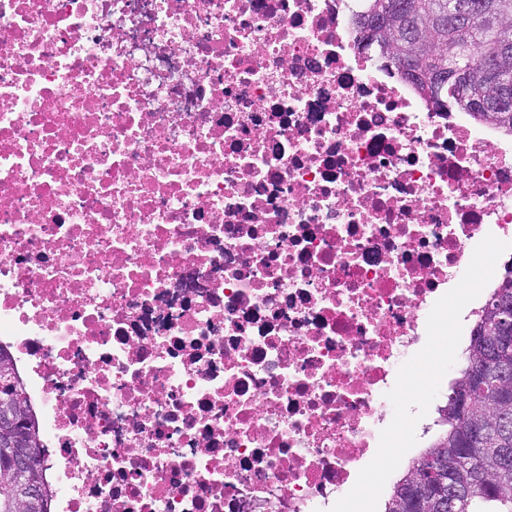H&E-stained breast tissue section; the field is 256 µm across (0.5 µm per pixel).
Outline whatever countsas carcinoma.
<instances>
[{"label":"carcinoma","instance_id":"carcinoma-1","mask_svg":"<svg viewBox=\"0 0 512 512\" xmlns=\"http://www.w3.org/2000/svg\"><path fill=\"white\" fill-rule=\"evenodd\" d=\"M480 9L462 25L442 22L448 0H363L355 15L359 51L384 57L437 112L457 110L512 136V108L475 109L498 84L476 60L499 62V77L512 83V0H477ZM382 17L386 28L368 26ZM512 301V265L477 314L459 377L438 409V437L394 484L384 512H512V349L490 358L488 325L499 303ZM21 410L17 428L31 437L36 464L29 481L39 485V509L29 508L0 465V512H50L42 440L10 355L0 350V402Z\"/></svg>","mask_w":512,"mask_h":512}]
</instances>
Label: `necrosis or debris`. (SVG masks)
<instances>
[{
  "label": "necrosis or debris",
  "mask_w": 512,
  "mask_h": 512,
  "mask_svg": "<svg viewBox=\"0 0 512 512\" xmlns=\"http://www.w3.org/2000/svg\"><path fill=\"white\" fill-rule=\"evenodd\" d=\"M361 0H0V347L52 512H333L512 236V144Z\"/></svg>",
  "instance_id": "obj_1"
}]
</instances>
